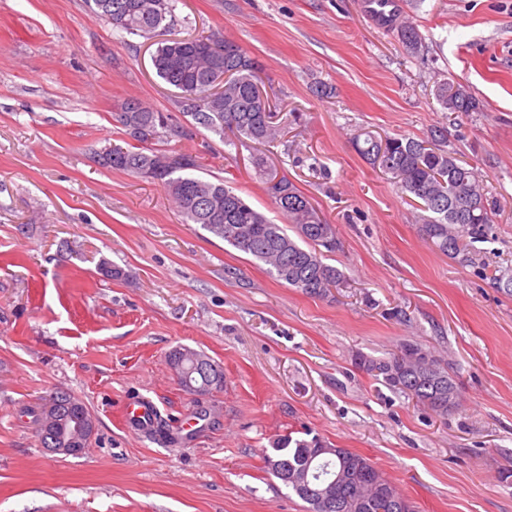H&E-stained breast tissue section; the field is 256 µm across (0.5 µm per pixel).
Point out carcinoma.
<instances>
[{
	"label": "carcinoma",
	"instance_id": "carcinoma-1",
	"mask_svg": "<svg viewBox=\"0 0 512 512\" xmlns=\"http://www.w3.org/2000/svg\"><path fill=\"white\" fill-rule=\"evenodd\" d=\"M99 16L129 35L146 39L174 25L177 0H87ZM379 22L396 32L406 52L418 55L422 37L412 22L396 13ZM156 75L181 91L182 114L194 121L179 130L192 136L201 127L219 137L231 133L230 144L265 146L278 139L269 102L261 101L263 83L258 61L218 30L158 43L151 57ZM436 99L449 112H479L481 101L469 87L453 82L438 86ZM114 120L137 145L113 143L97 154L98 163L113 170L146 177L162 185L188 224H199L211 235L267 266L276 280L310 296H325L342 282V274L323 261L336 248V228L327 223L309 198L288 178L262 168L265 191L287 224H276L222 178L196 175L200 157L176 150L155 151L147 145L174 131L171 118L139 100H128ZM444 135L425 140L368 137L360 154L392 176L402 194L419 203L415 215L420 235L438 252L460 263L476 260L475 244L489 238L496 202L487 196L477 170L464 165L442 145ZM173 349L169 363L177 368L184 388L194 384L205 394L223 387L224 371L213 382L200 377L190 357L179 359ZM370 375L396 388L437 415L459 405L460 387L442 364L419 345L401 343L390 356L361 362ZM44 397L35 425L42 447L61 434L69 414L84 402L68 391ZM268 472L308 504V512H411L396 487L372 460L348 448H330L319 438H281L264 455Z\"/></svg>",
	"mask_w": 512,
	"mask_h": 512
}]
</instances>
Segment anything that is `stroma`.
<instances>
[{"label": "stroma", "instance_id": "35a3bbf8", "mask_svg": "<svg viewBox=\"0 0 512 512\" xmlns=\"http://www.w3.org/2000/svg\"><path fill=\"white\" fill-rule=\"evenodd\" d=\"M402 10L420 57L363 0H179L161 37L218 29L261 63L286 132L257 152L336 227L327 262L344 285L312 297L183 223L160 184L98 164L128 99L188 122L153 68L158 40L86 0H0V512H307L263 460L288 435L369 457L415 512H512V295L490 280L512 267V0ZM446 81L483 111H445ZM441 128L499 208L475 266L433 250L356 148ZM153 148L198 154L275 217L252 148L205 130ZM408 340L460 382L447 417L363 370ZM178 346L219 364L223 388L187 391L168 363ZM58 390L96 420L77 456L36 435L32 409ZM140 397L177 440L129 430L123 408Z\"/></svg>", "mask_w": 512, "mask_h": 512}]
</instances>
